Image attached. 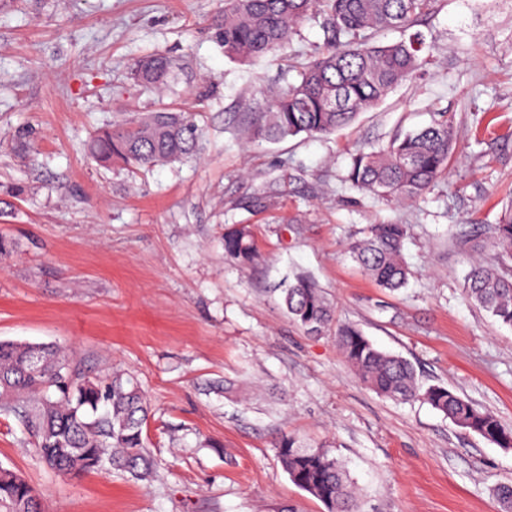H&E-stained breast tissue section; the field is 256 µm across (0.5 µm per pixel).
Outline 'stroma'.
Returning <instances> with one entry per match:
<instances>
[{"instance_id":"obj_1","label":"stroma","mask_w":512,"mask_h":512,"mask_svg":"<svg viewBox=\"0 0 512 512\" xmlns=\"http://www.w3.org/2000/svg\"><path fill=\"white\" fill-rule=\"evenodd\" d=\"M222 0H0V340L56 345L92 377L132 375L150 415L153 472L59 479L0 412V468L46 512H326L289 479L286 433L328 445L359 512H501L512 448L430 405L386 398L345 362L334 332L292 322L280 286L314 279L336 320L512 426V326L466 299L469 256L497 261L484 230L512 203V0H436L416 32L427 62L347 128L243 145L264 91L323 49L304 22L261 61L225 58L211 27ZM159 53L177 79L134 81ZM191 113L198 157L133 170L93 158L99 130L140 112ZM455 117L448 175L387 204L345 182L358 146ZM408 227L413 275L389 291L348 254L370 224ZM249 225L256 256L224 254Z\"/></svg>"}]
</instances>
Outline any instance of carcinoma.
<instances>
[{"label": "carcinoma", "instance_id": "cac0c4a2", "mask_svg": "<svg viewBox=\"0 0 512 512\" xmlns=\"http://www.w3.org/2000/svg\"><path fill=\"white\" fill-rule=\"evenodd\" d=\"M432 0H224L214 19L224 57L252 63L275 52L300 24L320 19L325 51L302 67L301 80L270 92L265 107L243 118L241 132L250 142L288 137L326 136L350 125L396 86L417 76L423 41L376 45L372 33L409 27L430 11ZM134 77L142 85L163 88L173 77L172 62L162 55L138 60ZM455 134L446 112L427 126L394 137L351 157L346 177L352 187L386 202L421 198L448 173ZM199 149L195 120L180 112H142L94 135L97 156L120 159L139 169L193 157ZM403 224H371L348 246L351 258L381 288L404 287L412 271L403 260ZM502 258L512 260V205L489 228ZM224 252L246 264L255 257L253 236L244 225L224 232ZM466 298L497 320L512 326V266L469 263L463 284ZM288 317L311 335L333 327L335 315L315 281L299 276L281 288ZM336 342L359 380L376 393L420 401L459 427L501 448H512V428L440 385L422 387L414 367L378 349L350 324L336 326ZM0 411L14 413L38 448L45 466L59 477L112 469L138 478L151 473L143 438L148 406L133 377L113 374L100 380L78 372L57 347L0 341ZM278 456L290 480L322 502L327 512H358L357 496L345 470L323 446H306L281 435ZM493 493L504 512H512V484ZM42 512L31 484L15 471L0 468V512Z\"/></svg>", "mask_w": 512, "mask_h": 512}]
</instances>
